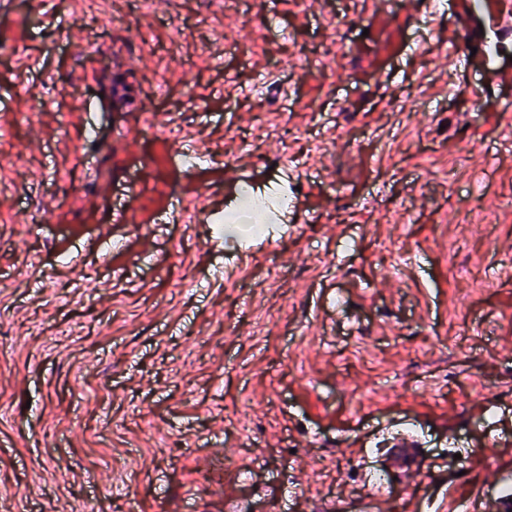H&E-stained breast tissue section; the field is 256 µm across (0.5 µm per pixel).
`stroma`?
<instances>
[{
    "instance_id": "35a3bbf8",
    "label": "stroma",
    "mask_w": 512,
    "mask_h": 512,
    "mask_svg": "<svg viewBox=\"0 0 512 512\" xmlns=\"http://www.w3.org/2000/svg\"><path fill=\"white\" fill-rule=\"evenodd\" d=\"M97 2L77 35L83 0H0V512L500 496L512 83L432 0ZM273 191L271 240L179 217ZM390 455V464L402 472H411L417 463V448L413 442H401Z\"/></svg>"
}]
</instances>
